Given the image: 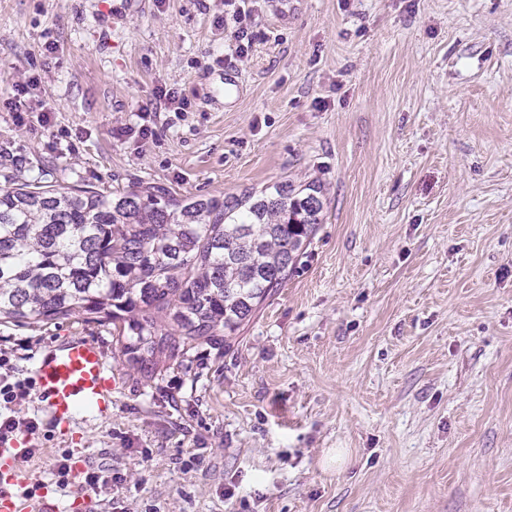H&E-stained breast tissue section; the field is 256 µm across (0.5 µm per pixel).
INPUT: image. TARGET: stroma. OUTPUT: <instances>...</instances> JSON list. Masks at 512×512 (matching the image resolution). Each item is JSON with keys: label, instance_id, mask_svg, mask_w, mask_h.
<instances>
[{"label": "stroma", "instance_id": "obj_1", "mask_svg": "<svg viewBox=\"0 0 512 512\" xmlns=\"http://www.w3.org/2000/svg\"><path fill=\"white\" fill-rule=\"evenodd\" d=\"M241 25L224 0H0V184L325 192L223 357L147 379L111 327L0 325L24 375L78 335L122 378L105 422L24 406L27 488L60 512L81 492L86 512H512V0H252ZM29 75L49 127L3 104ZM159 87L192 106L140 138ZM64 453L120 483L59 490Z\"/></svg>", "mask_w": 512, "mask_h": 512}]
</instances>
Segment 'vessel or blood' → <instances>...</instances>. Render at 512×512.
I'll list each match as a JSON object with an SVG mask.
<instances>
[{
	"label": "vessel or blood",
	"mask_w": 512,
	"mask_h": 512,
	"mask_svg": "<svg viewBox=\"0 0 512 512\" xmlns=\"http://www.w3.org/2000/svg\"><path fill=\"white\" fill-rule=\"evenodd\" d=\"M34 379L41 409L61 428L75 424V412L82 404L92 407L96 418L111 419L119 373L91 339L69 337L39 361ZM29 446L26 438L0 444V512H52L51 503L31 502L13 492L27 479L24 462Z\"/></svg>",
	"instance_id": "obj_1"
}]
</instances>
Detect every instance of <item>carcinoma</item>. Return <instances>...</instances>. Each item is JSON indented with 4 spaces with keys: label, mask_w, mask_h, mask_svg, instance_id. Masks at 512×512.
<instances>
[{
    "label": "carcinoma",
    "mask_w": 512,
    "mask_h": 512,
    "mask_svg": "<svg viewBox=\"0 0 512 512\" xmlns=\"http://www.w3.org/2000/svg\"><path fill=\"white\" fill-rule=\"evenodd\" d=\"M322 186L279 182L259 194L177 198L0 187V324L72 319L112 326L146 378L236 333L296 269L321 224Z\"/></svg>",
    "instance_id": "carcinoma-1"
}]
</instances>
